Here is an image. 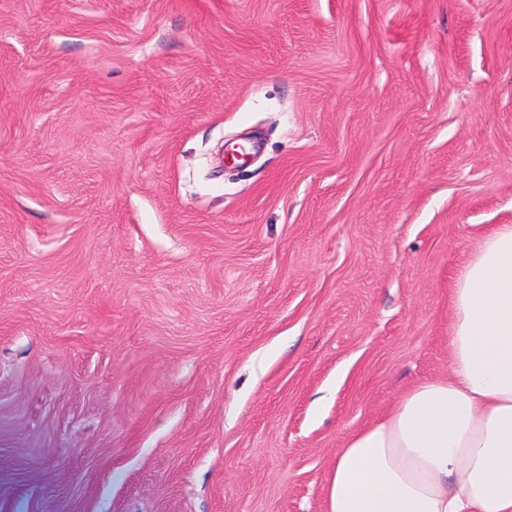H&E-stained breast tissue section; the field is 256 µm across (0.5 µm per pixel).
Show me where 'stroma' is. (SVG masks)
Masks as SVG:
<instances>
[{
	"instance_id": "1",
	"label": "stroma",
	"mask_w": 512,
	"mask_h": 512,
	"mask_svg": "<svg viewBox=\"0 0 512 512\" xmlns=\"http://www.w3.org/2000/svg\"><path fill=\"white\" fill-rule=\"evenodd\" d=\"M498 224L512 0H0V512H325Z\"/></svg>"
}]
</instances>
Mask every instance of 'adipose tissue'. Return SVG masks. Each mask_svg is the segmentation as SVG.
I'll list each match as a JSON object with an SVG mask.
<instances>
[{
  "label": "adipose tissue",
  "instance_id": "adipose-tissue-1",
  "mask_svg": "<svg viewBox=\"0 0 512 512\" xmlns=\"http://www.w3.org/2000/svg\"><path fill=\"white\" fill-rule=\"evenodd\" d=\"M451 304L447 376L345 439L325 512H512V224L484 235Z\"/></svg>",
  "mask_w": 512,
  "mask_h": 512
}]
</instances>
